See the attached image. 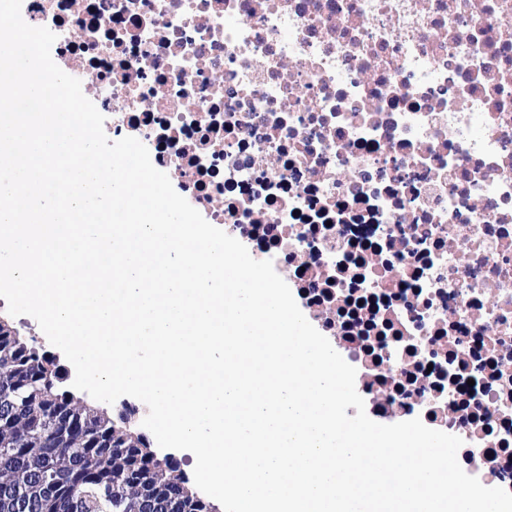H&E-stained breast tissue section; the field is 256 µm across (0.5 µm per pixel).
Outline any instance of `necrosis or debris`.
<instances>
[{"instance_id":"1","label":"necrosis or debris","mask_w":512,"mask_h":512,"mask_svg":"<svg viewBox=\"0 0 512 512\" xmlns=\"http://www.w3.org/2000/svg\"><path fill=\"white\" fill-rule=\"evenodd\" d=\"M105 132L286 275L381 418L512 492V0H23Z\"/></svg>"}]
</instances>
